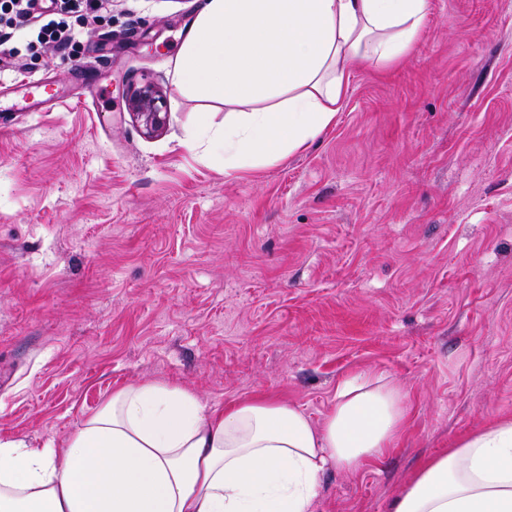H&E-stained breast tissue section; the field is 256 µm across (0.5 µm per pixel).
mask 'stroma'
<instances>
[{
  "label": "stroma",
  "instance_id": "35a3bbf8",
  "mask_svg": "<svg viewBox=\"0 0 512 512\" xmlns=\"http://www.w3.org/2000/svg\"><path fill=\"white\" fill-rule=\"evenodd\" d=\"M202 0H104L18 44L62 86L0 120V437L61 447L125 385L321 421L347 378L399 385L395 448L324 475L316 512H386L419 463L512 415V0H430L405 59L356 69L308 150L224 171L169 71ZM166 94L141 134L126 92ZM104 88L85 97L87 83ZM77 32L71 28L65 17L43 23L37 31V39L47 48L59 49L76 39Z\"/></svg>",
  "mask_w": 512,
  "mask_h": 512
}]
</instances>
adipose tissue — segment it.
Segmentation results:
<instances>
[{
    "instance_id": "obj_1",
    "label": "adipose tissue",
    "mask_w": 512,
    "mask_h": 512,
    "mask_svg": "<svg viewBox=\"0 0 512 512\" xmlns=\"http://www.w3.org/2000/svg\"><path fill=\"white\" fill-rule=\"evenodd\" d=\"M430 0H205L170 72L223 104L197 135L247 171L307 150L341 112L350 74L411 53ZM408 419L399 387L345 382L321 423L264 395L208 407L196 394L128 385L60 448L0 439V512H313L327 469L357 471ZM388 512H512V416L425 459Z\"/></svg>"
}]
</instances>
